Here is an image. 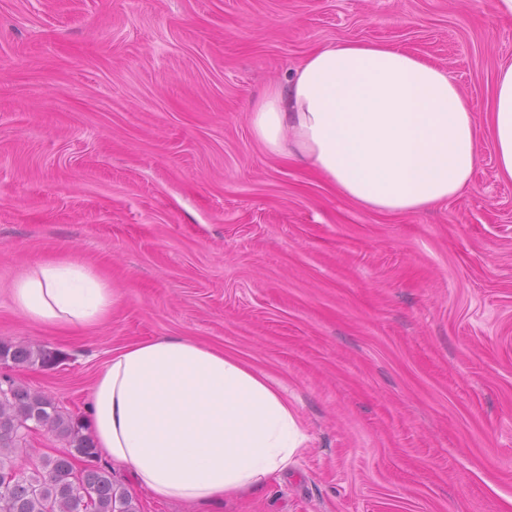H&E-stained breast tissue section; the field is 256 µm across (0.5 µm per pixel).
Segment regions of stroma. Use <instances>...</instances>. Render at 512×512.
I'll list each match as a JSON object with an SVG mask.
<instances>
[{
	"label": "stroma",
	"instance_id": "obj_1",
	"mask_svg": "<svg viewBox=\"0 0 512 512\" xmlns=\"http://www.w3.org/2000/svg\"><path fill=\"white\" fill-rule=\"evenodd\" d=\"M382 43L448 69L481 130L470 188L384 213L268 154L252 106L314 49ZM512 63L497 0H0V374L80 421L114 350L181 338L281 389L307 437L261 489L139 512H512V182L489 122ZM114 291L86 328L25 320L37 263ZM59 361L57 352L45 346L0 342V364L47 368Z\"/></svg>",
	"mask_w": 512,
	"mask_h": 512
}]
</instances>
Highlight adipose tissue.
<instances>
[{
    "mask_svg": "<svg viewBox=\"0 0 512 512\" xmlns=\"http://www.w3.org/2000/svg\"><path fill=\"white\" fill-rule=\"evenodd\" d=\"M266 150L294 156L344 196L411 212L470 187L480 134L467 98L442 68L381 43L312 52L253 108ZM490 140L512 181V64L495 81ZM28 320L84 327L114 302L85 264L39 263L14 286ZM100 452L161 499L210 500L259 487L300 454L306 437L283 394L224 351L171 338L114 351L91 395Z\"/></svg>",
    "mask_w": 512,
    "mask_h": 512,
    "instance_id": "ef3b65f1",
    "label": "adipose tissue"
}]
</instances>
